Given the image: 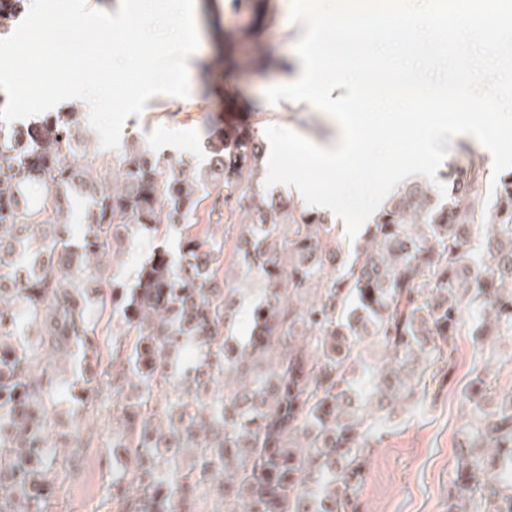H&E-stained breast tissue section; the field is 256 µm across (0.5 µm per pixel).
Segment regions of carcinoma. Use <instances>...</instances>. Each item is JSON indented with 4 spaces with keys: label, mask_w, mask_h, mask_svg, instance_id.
<instances>
[{
    "label": "carcinoma",
    "mask_w": 512,
    "mask_h": 512,
    "mask_svg": "<svg viewBox=\"0 0 512 512\" xmlns=\"http://www.w3.org/2000/svg\"><path fill=\"white\" fill-rule=\"evenodd\" d=\"M256 2L235 0L250 10L245 35L267 19ZM22 7L0 0V34ZM84 120L72 107L0 122V512H46L58 494L44 456L59 386L47 352L73 361L78 400L94 402L104 384L134 391L115 403L112 447L131 455L132 481L112 490L124 512H199L207 481L224 512H301L304 500L308 512H354L365 449L426 392L449 339L468 329L492 354L512 336V170L490 186L473 149L441 174L446 195L402 187L353 248L325 213L280 198L251 205L245 223L227 225L261 289L242 335L241 286L212 288L226 237L192 228L203 196L220 209L256 195L263 142L209 137L192 176L145 146L117 157L114 185L97 172L99 154L80 149ZM74 189L91 199L79 238ZM166 224L179 230L173 245ZM120 229L154 234L130 282L100 272ZM90 305L120 326L109 347ZM22 320L43 328L39 342L17 335ZM186 336L201 345L199 368L173 384L163 426L153 398ZM486 369L463 394L466 447L448 512H512V390L490 401Z\"/></svg>",
    "instance_id": "carcinoma-1"
}]
</instances>
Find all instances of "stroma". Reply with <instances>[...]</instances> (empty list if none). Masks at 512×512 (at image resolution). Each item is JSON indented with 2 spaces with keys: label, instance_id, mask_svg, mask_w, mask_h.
I'll return each instance as SVG.
<instances>
[{
  "label": "stroma",
  "instance_id": "stroma-1",
  "mask_svg": "<svg viewBox=\"0 0 512 512\" xmlns=\"http://www.w3.org/2000/svg\"><path fill=\"white\" fill-rule=\"evenodd\" d=\"M230 53L239 67L215 75L209 96H202L198 78H190L191 90L184 98L156 99L141 115L130 116L121 146L148 145L197 170L206 163L208 134L219 124L250 126L260 135L274 125L313 140L330 136L321 113L282 110L273 93L275 76L248 63L252 45L232 43ZM149 245V237L142 234L126 240L118 254L103 258L106 274L130 278ZM454 347L440 386L417 408L397 413L394 426L378 431L353 497L357 512H448L457 450L468 420L463 391L480 360L470 332L455 337ZM58 371L64 395L56 405L59 424L51 433L46 458L59 494L48 512H112V485L129 481L131 468L125 450L112 445L116 398L106 386L92 404L74 402L68 394L69 367L59 366Z\"/></svg>",
  "mask_w": 512,
  "mask_h": 512
}]
</instances>
